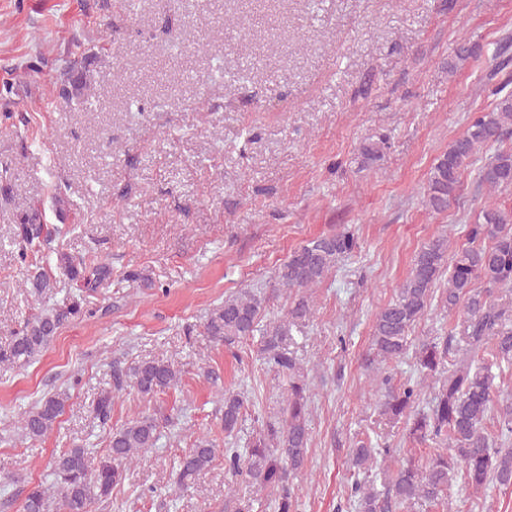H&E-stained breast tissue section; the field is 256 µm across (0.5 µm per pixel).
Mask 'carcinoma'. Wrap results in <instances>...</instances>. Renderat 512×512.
I'll return each instance as SVG.
<instances>
[{"label": "carcinoma", "instance_id": "1", "mask_svg": "<svg viewBox=\"0 0 512 512\" xmlns=\"http://www.w3.org/2000/svg\"><path fill=\"white\" fill-rule=\"evenodd\" d=\"M512 42L505 41L492 56L488 82L495 83L494 108L469 117L462 135L448 144L427 180L425 202L435 213H444L461 199L463 172L478 160L484 148H495L479 170V182L491 191L512 188ZM483 54V46L467 42L457 47L455 59L466 62ZM385 142L369 140L360 147L361 165L381 160ZM467 246L448 254V237L438 235L414 255L405 280L393 297L375 314L369 365H378L373 387L380 394L379 415L390 424L404 425L416 448H393L390 442L355 438L348 448L349 475L339 508L347 512H439L448 507L454 478L475 493L490 486L512 488V400L502 404L497 376L512 369V305L503 293L512 292V209L495 204L483 207L478 219L466 225ZM37 213L14 225L11 245L19 262L27 264L33 249L55 257L58 278L42 267L27 274L30 287L41 298L64 294L44 306L0 345V364L28 363L47 350L60 328L85 312L86 298L111 278V267L96 257L75 258L51 247ZM358 247L354 232L346 227L307 241L290 253L274 271L275 286L289 291L284 317L264 320L266 298L243 288L210 311L204 331L214 341L233 347L254 341L264 364L288 379V393L280 415L261 422L246 447H238L244 420V398L224 389V470L248 479L254 495L242 500L231 494L224 512H254L261 504L257 493L272 490L276 512H297V497L289 484L291 473L308 462L311 445L308 416L310 387L294 351L293 332L312 314L308 290L323 283L339 260ZM462 322L460 341L470 359L455 364L452 336L415 340L412 332L433 302ZM414 356L415 376L395 380V367ZM111 387L101 391L93 413L100 422L111 418L115 396L133 389L153 397L175 389L181 373L160 359L112 363ZM66 397L54 393L40 398L22 413L20 430L36 441L51 431L65 409ZM496 416L497 434L485 431L486 420ZM162 422L143 414L107 437L105 452L75 447L50 462V476L59 491L54 498L41 485L31 487L23 512H92L112 498L124 480L127 465L156 446ZM217 448L208 436H199L179 457L176 484L190 489L213 465ZM397 460L392 470L381 463Z\"/></svg>", "mask_w": 512, "mask_h": 512}]
</instances>
